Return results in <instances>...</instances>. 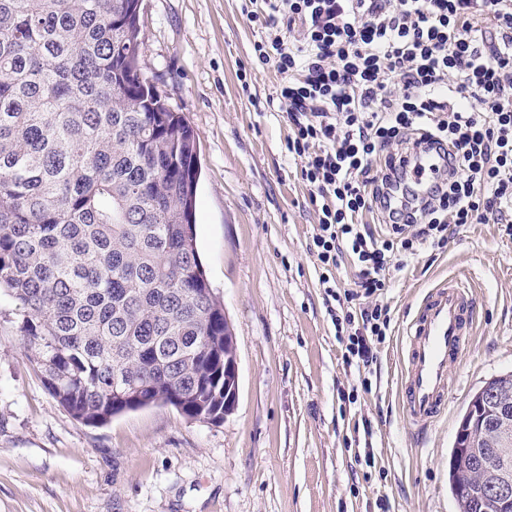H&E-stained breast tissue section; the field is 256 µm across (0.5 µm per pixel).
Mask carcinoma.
Returning a JSON list of instances; mask_svg holds the SVG:
<instances>
[{"instance_id": "obj_1", "label": "carcinoma", "mask_w": 512, "mask_h": 512, "mask_svg": "<svg viewBox=\"0 0 512 512\" xmlns=\"http://www.w3.org/2000/svg\"><path fill=\"white\" fill-rule=\"evenodd\" d=\"M139 0H0V293L17 303L43 386L76 421L108 423L186 394L224 421V308L199 258L198 148L143 72ZM512 407V374L486 384ZM448 481L485 512L483 471L512 433L472 414Z\"/></svg>"}]
</instances>
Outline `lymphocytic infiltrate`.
Listing matches in <instances>:
<instances>
[{
	"label": "lymphocytic infiltrate",
	"instance_id": "f902f5d3",
	"mask_svg": "<svg viewBox=\"0 0 512 512\" xmlns=\"http://www.w3.org/2000/svg\"><path fill=\"white\" fill-rule=\"evenodd\" d=\"M248 2L265 31L256 58L283 80L270 106L288 119L318 214L320 281L333 282L339 255L355 268V289L331 293L345 309L332 320L347 364L367 369L390 328L376 299L391 267L443 248L452 224L512 236V0ZM426 148L444 152L429 191L397 200Z\"/></svg>",
	"mask_w": 512,
	"mask_h": 512
}]
</instances>
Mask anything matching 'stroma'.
Segmentation results:
<instances>
[{"mask_svg": "<svg viewBox=\"0 0 512 512\" xmlns=\"http://www.w3.org/2000/svg\"><path fill=\"white\" fill-rule=\"evenodd\" d=\"M143 68L183 112L201 164V260L236 336L238 394L222 424L154 405L101 427L43 386L0 296V512H458L448 461L472 396L512 372V237L450 227L444 248L392 272L391 317L368 370L347 366L312 252L317 213L288 155L282 81L259 63L241 0H143ZM479 300L467 359L427 438L397 398L402 328L438 280ZM374 466H366V448Z\"/></svg>", "mask_w": 512, "mask_h": 512, "instance_id": "35a3bbf8", "label": "stroma"}]
</instances>
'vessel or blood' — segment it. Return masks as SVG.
Masks as SVG:
<instances>
[{
  "label": "vessel or blood",
  "instance_id": "vessel-or-blood-1",
  "mask_svg": "<svg viewBox=\"0 0 512 512\" xmlns=\"http://www.w3.org/2000/svg\"><path fill=\"white\" fill-rule=\"evenodd\" d=\"M477 303L467 276H449L419 302L406 327L399 403L418 434H425L450 398L448 370L468 350Z\"/></svg>",
  "mask_w": 512,
  "mask_h": 512
}]
</instances>
